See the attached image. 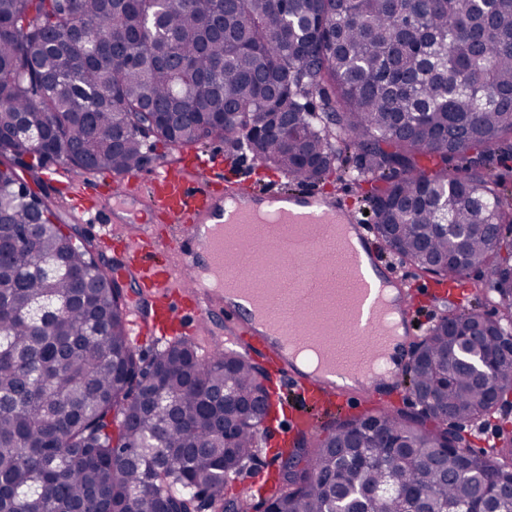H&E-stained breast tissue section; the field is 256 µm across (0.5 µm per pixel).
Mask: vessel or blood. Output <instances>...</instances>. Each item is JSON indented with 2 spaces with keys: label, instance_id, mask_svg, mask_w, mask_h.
Segmentation results:
<instances>
[{
  "label": "vessel or blood",
  "instance_id": "1",
  "mask_svg": "<svg viewBox=\"0 0 512 512\" xmlns=\"http://www.w3.org/2000/svg\"><path fill=\"white\" fill-rule=\"evenodd\" d=\"M219 159L216 155L194 157L189 166L173 168L159 165L148 182L138 176L127 178L124 190L115 197L105 195L94 199L92 205H82L72 211L74 222H88L92 214H105L113 203L139 201L145 211L142 224L134 234L121 236L128 256L124 270L133 274L141 288L147 308L132 307V325L136 335L160 339L177 333L199 335L213 321L225 322L228 335L238 349L247 355L263 354L274 370L281 374L280 392L292 395L288 407L290 429L314 431L315 409L341 410L351 400L364 404L383 405L386 402V374H378L361 390H344L325 386L299 372L283 361L277 349L252 327L249 317L239 307L225 303L216 296L214 285L218 278L229 277L234 286L248 292L255 304H263V286L257 285L259 264L266 256V245L279 235L288 237V255L297 267L308 268L311 287L299 290L295 313L288 322V334L314 340L334 335L332 325L320 324L310 313L311 307L336 292L334 271L341 256L326 245V229L340 223L334 205L317 193L302 191L296 194L278 190H258L246 182L231 188L218 187ZM246 199L252 203L283 201L287 207L279 223L257 224L251 210L240 211L234 222L241 238L250 249L243 261H235L232 251L224 247V199ZM369 257L382 275L401 289L404 311H411L413 293L404 277L384 264L377 252ZM385 327L383 313H375L362 322L364 349L378 356L374 337L382 335Z\"/></svg>",
  "mask_w": 512,
  "mask_h": 512
}]
</instances>
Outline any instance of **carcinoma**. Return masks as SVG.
Here are the masks:
<instances>
[{"label":"carcinoma","mask_w":512,"mask_h":512,"mask_svg":"<svg viewBox=\"0 0 512 512\" xmlns=\"http://www.w3.org/2000/svg\"><path fill=\"white\" fill-rule=\"evenodd\" d=\"M335 99L315 110L309 96ZM288 121L260 144L251 132ZM152 144L221 140L291 181L369 173L386 182L398 254L421 272L483 266L500 315L454 306L406 371L436 410L393 407L322 430L308 467L265 485L271 512H512V451L447 446L443 417L490 415L448 328L479 332L512 384V267L489 224H512L491 175L448 177V159L512 138V0H0V225L38 224L0 247V512H226L225 487L257 447L254 363L170 340L144 359L112 262L21 172L60 165L123 176ZM469 225L461 240L436 225ZM234 392L226 405L224 369ZM234 434L224 439V426ZM396 476L411 493L383 496Z\"/></svg>","instance_id":"1"}]
</instances>
